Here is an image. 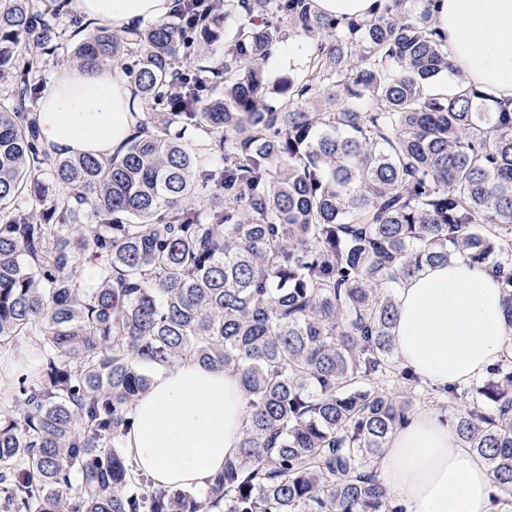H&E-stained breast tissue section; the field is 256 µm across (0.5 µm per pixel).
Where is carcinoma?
<instances>
[{"label": "carcinoma", "mask_w": 512, "mask_h": 512, "mask_svg": "<svg viewBox=\"0 0 512 512\" xmlns=\"http://www.w3.org/2000/svg\"><path fill=\"white\" fill-rule=\"evenodd\" d=\"M69 2L0 0V349L42 354L20 416L0 413V512H403L374 468L411 411L399 389L422 388L395 355L397 288L489 265L512 327V100L435 89L451 65L432 0L345 23L310 0H173L145 29L87 30L77 60L121 64L136 125L111 156H57L26 107L39 56L17 48L53 47L44 12ZM292 36L305 75L272 81ZM188 358L238 373L247 399L239 455L203 493L155 487L119 451L153 370ZM490 375L492 409L453 428L512 506V350ZM288 45H291L297 53L295 60L290 63L285 61V56L288 53ZM277 47L279 48L274 53H271L265 63L266 70L273 78L282 74H291L301 77L307 61V44L301 39L290 38L287 42L281 43ZM288 58L290 59L289 53Z\"/></svg>", "instance_id": "carcinoma-1"}]
</instances>
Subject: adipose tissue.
<instances>
[{"label": "adipose tissue", "mask_w": 512, "mask_h": 512, "mask_svg": "<svg viewBox=\"0 0 512 512\" xmlns=\"http://www.w3.org/2000/svg\"><path fill=\"white\" fill-rule=\"evenodd\" d=\"M115 30L164 18L171 0H73ZM453 79L512 98V0H433ZM130 83L109 71L60 70L36 114L42 143L63 156H108L132 127ZM393 330L402 367L444 391L484 376L512 345L494 273L458 257L427 265L397 290ZM124 448L155 483L206 489L240 452L246 398L238 373L192 360L159 371L131 408ZM377 474L405 512H492L493 476L461 448L448 416L425 409L392 434Z\"/></svg>", "instance_id": "adipose-tissue-1"}]
</instances>
